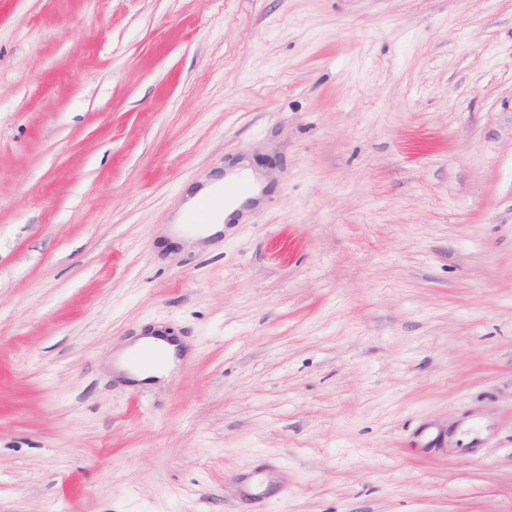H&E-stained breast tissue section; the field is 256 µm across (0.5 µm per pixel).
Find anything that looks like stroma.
Masks as SVG:
<instances>
[{
  "label": "stroma",
  "instance_id": "stroma-1",
  "mask_svg": "<svg viewBox=\"0 0 512 512\" xmlns=\"http://www.w3.org/2000/svg\"><path fill=\"white\" fill-rule=\"evenodd\" d=\"M0 512H512V0H0ZM226 180V182L220 180L214 181L206 185L205 187L199 189L197 192L194 193V195L188 197L187 200L182 205V209L184 210V212L193 208L199 199L206 196L220 195L223 196L224 199V188L233 187L240 182H247L251 184L254 178L249 171H241L239 174L228 175L226 177ZM244 198L240 195H235L229 199L226 203V208L218 209L209 224H203L201 226L190 227L179 230L180 235L184 237H200L208 238L224 230V221L228 220L230 215L239 210ZM147 344L157 345L162 348L166 355L165 362L157 368H132L126 361L129 354L141 349ZM176 345V343L170 342L161 337L153 335L141 336L135 342H133L127 348V350L121 353L120 359L117 362V369L122 372H126L128 376L134 381H144L150 378H159L174 366Z\"/></svg>",
  "mask_w": 512,
  "mask_h": 512
}]
</instances>
